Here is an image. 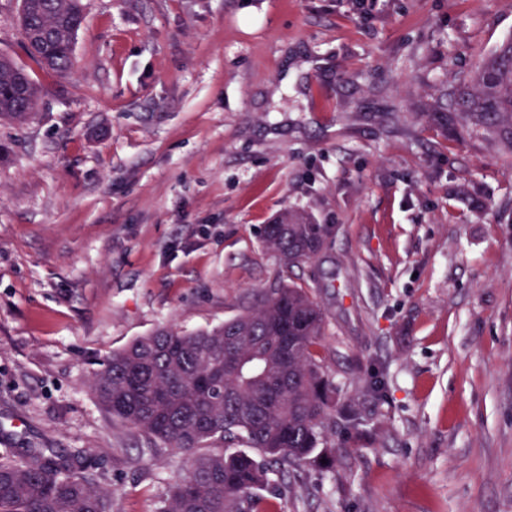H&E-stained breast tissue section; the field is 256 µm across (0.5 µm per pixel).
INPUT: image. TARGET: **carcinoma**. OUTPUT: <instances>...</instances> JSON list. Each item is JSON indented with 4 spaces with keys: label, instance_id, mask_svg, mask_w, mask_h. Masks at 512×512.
<instances>
[{
    "label": "carcinoma",
    "instance_id": "carcinoma-1",
    "mask_svg": "<svg viewBox=\"0 0 512 512\" xmlns=\"http://www.w3.org/2000/svg\"><path fill=\"white\" fill-rule=\"evenodd\" d=\"M85 20L84 0H22L28 57L67 72ZM41 90L11 58L0 56V120L36 114ZM494 126L512 149V39L483 57L474 78L454 92L448 128ZM330 234L286 211L263 231L265 246L290 269L319 254ZM325 314L306 289L273 288L212 329L158 327L112 353L89 379L113 419L191 458L160 512H274L259 494L275 465L281 474L336 454L330 436L364 434L366 418L339 406L320 355ZM235 450L200 454L224 443ZM91 453L43 450L0 456V512H112V489L87 461Z\"/></svg>",
    "mask_w": 512,
    "mask_h": 512
}]
</instances>
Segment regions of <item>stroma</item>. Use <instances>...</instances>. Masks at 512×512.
<instances>
[{
    "label": "stroma",
    "mask_w": 512,
    "mask_h": 512,
    "mask_svg": "<svg viewBox=\"0 0 512 512\" xmlns=\"http://www.w3.org/2000/svg\"><path fill=\"white\" fill-rule=\"evenodd\" d=\"M20 7L0 0V55L41 99L0 122V455L90 449L112 512H158L189 459L112 420L90 375L295 284L371 432L274 478L278 512H512V154L448 134L512 0H87L63 77ZM286 210L331 229L289 271L262 242Z\"/></svg>",
    "instance_id": "35a3bbf8"
}]
</instances>
